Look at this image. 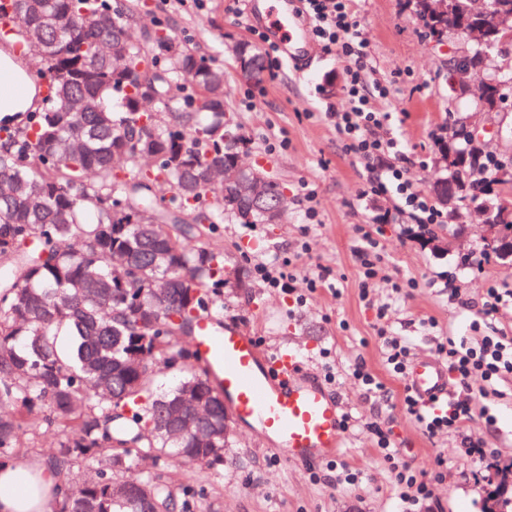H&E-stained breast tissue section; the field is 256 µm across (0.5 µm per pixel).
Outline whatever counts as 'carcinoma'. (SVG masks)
Segmentation results:
<instances>
[{
	"label": "carcinoma",
	"mask_w": 512,
	"mask_h": 512,
	"mask_svg": "<svg viewBox=\"0 0 512 512\" xmlns=\"http://www.w3.org/2000/svg\"><path fill=\"white\" fill-rule=\"evenodd\" d=\"M429 2L412 0L427 37L477 0H447L443 18ZM482 2L470 14L477 26L512 12V0ZM134 12L112 0H0V40L18 31L51 82L42 111L0 121V459L20 453L33 409L48 410L50 461L65 489L53 512H184L160 474L137 472L139 461L223 462V393L177 337L219 302L216 226L278 223L276 178L258 202L205 178L250 144L224 114V67L162 25L129 40ZM141 79L152 94L140 95ZM461 154L467 165L433 185L438 204L512 185V157ZM482 157L493 163L486 185L470 179ZM483 212L484 223L512 227L511 199ZM64 328L71 344L62 350ZM162 366L182 371L166 392L154 386ZM186 393L212 416L179 433L162 413ZM87 461L94 471L74 477Z\"/></svg>",
	"instance_id": "carcinoma-1"
}]
</instances>
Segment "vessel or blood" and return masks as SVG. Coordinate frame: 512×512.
<instances>
[{
  "label": "vessel or blood",
  "instance_id": "obj_1",
  "mask_svg": "<svg viewBox=\"0 0 512 512\" xmlns=\"http://www.w3.org/2000/svg\"><path fill=\"white\" fill-rule=\"evenodd\" d=\"M262 29L284 53L302 37L286 0L266 9ZM194 341L239 423L289 462L312 465L336 457L344 440L342 406L292 352L265 353L237 321L209 314L197 320ZM407 383L423 398L439 401L448 394V371L434 358H421L411 364Z\"/></svg>",
  "mask_w": 512,
  "mask_h": 512
}]
</instances>
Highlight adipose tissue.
<instances>
[{
    "mask_svg": "<svg viewBox=\"0 0 512 512\" xmlns=\"http://www.w3.org/2000/svg\"><path fill=\"white\" fill-rule=\"evenodd\" d=\"M62 493L47 458H19L0 466V512H52Z\"/></svg>",
    "mask_w": 512,
    "mask_h": 512,
    "instance_id": "ef3b65f1",
    "label": "adipose tissue"
}]
</instances>
